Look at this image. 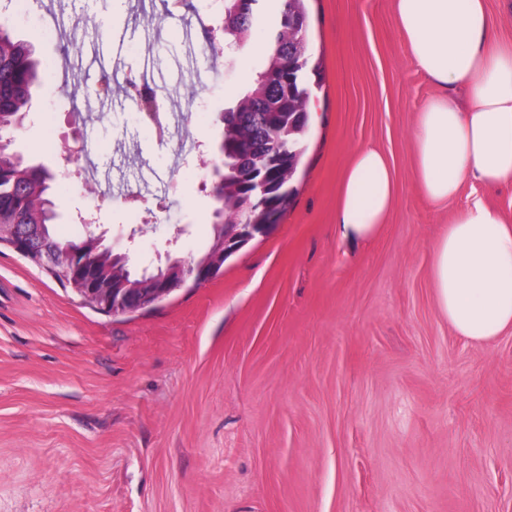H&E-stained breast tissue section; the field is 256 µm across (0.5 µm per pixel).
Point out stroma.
I'll return each instance as SVG.
<instances>
[{
  "mask_svg": "<svg viewBox=\"0 0 512 512\" xmlns=\"http://www.w3.org/2000/svg\"><path fill=\"white\" fill-rule=\"evenodd\" d=\"M0 0L54 83L35 87L15 145L52 172L56 233L99 212L132 265L213 235L219 116L267 42L205 52L211 0ZM322 87L296 195L276 229L217 277L133 314L106 315L0 245V512H512V333L477 345L440 313L431 252L481 198L512 219V186H464L431 204L411 132L435 90L415 66L395 0H309ZM153 73L171 135L136 124L122 87ZM102 110L85 108L102 75ZM200 95L191 99L189 88ZM89 158L68 164L74 136ZM390 159L397 203L375 240L335 230L346 164Z\"/></svg>",
  "mask_w": 512,
  "mask_h": 512,
  "instance_id": "stroma-1",
  "label": "stroma"
}]
</instances>
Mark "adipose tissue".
I'll use <instances>...</instances> for the list:
<instances>
[{"label":"adipose tissue","mask_w":512,"mask_h":512,"mask_svg":"<svg viewBox=\"0 0 512 512\" xmlns=\"http://www.w3.org/2000/svg\"><path fill=\"white\" fill-rule=\"evenodd\" d=\"M413 60L437 87L411 134L414 175L442 205L465 183H512V47L495 41L485 0H397ZM397 201L389 158L359 147L336 209L341 238L373 240ZM431 281L456 335L483 344L512 332V221L481 199L460 208L434 246Z\"/></svg>","instance_id":"ef3b65f1"}]
</instances>
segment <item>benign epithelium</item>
Segmentation results:
<instances>
[{
	"instance_id": "7a95c632",
	"label": "benign epithelium",
	"mask_w": 512,
	"mask_h": 512,
	"mask_svg": "<svg viewBox=\"0 0 512 512\" xmlns=\"http://www.w3.org/2000/svg\"><path fill=\"white\" fill-rule=\"evenodd\" d=\"M281 157L272 156L266 163L248 167L240 185L238 206L258 207L251 224H219L212 247L205 255L184 258L166 251L157 257L154 273L141 275L137 281L126 278L124 268L129 252H115L104 244L106 230L99 217L89 214L82 219L85 239L77 247L60 252L43 236L39 224L0 223V243L39 263L63 270L65 284L87 305L114 316L137 312L168 297L191 281L197 285L216 277L225 261L257 237L268 236L279 223L274 202L281 184Z\"/></svg>"
}]
</instances>
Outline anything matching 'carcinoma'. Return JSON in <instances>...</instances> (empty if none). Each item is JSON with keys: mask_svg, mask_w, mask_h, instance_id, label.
<instances>
[{"mask_svg": "<svg viewBox=\"0 0 512 512\" xmlns=\"http://www.w3.org/2000/svg\"><path fill=\"white\" fill-rule=\"evenodd\" d=\"M219 12L236 13V23L227 30L224 25L204 29L205 41L222 38L231 49L245 48L251 41L255 18L263 10V0H214ZM300 19L304 31L310 20L306 0H279V10L269 32L270 50L263 54L255 73L233 98L225 111L237 113V119L223 126L220 159L214 167L224 176L225 201L216 204L215 223L248 220L250 216L236 209L232 188L238 180L236 144L238 137H251L262 145L271 113L282 116L277 127V143L291 153L294 168H299L306 151L305 140L310 129V101L314 89L320 88L318 63L308 36L298 38L288 32L290 22ZM39 62L31 44L15 38L8 22L0 23V215L17 224L40 220L46 234L58 247L75 241L58 237L53 226L59 213L49 196L53 175L42 165L34 164L14 148L12 133L19 117L27 113L31 88L38 80Z\"/></svg>", "mask_w": 512, "mask_h": 512, "instance_id": "carcinoma-1", "label": "carcinoma"}]
</instances>
